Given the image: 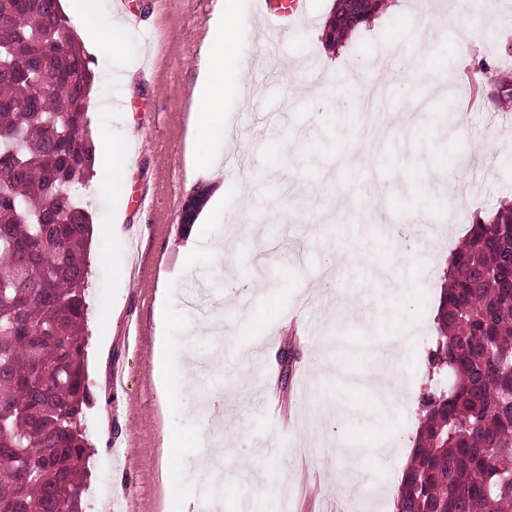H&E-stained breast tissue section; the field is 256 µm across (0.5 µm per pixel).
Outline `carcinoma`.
<instances>
[{"label": "carcinoma", "mask_w": 512, "mask_h": 512, "mask_svg": "<svg viewBox=\"0 0 512 512\" xmlns=\"http://www.w3.org/2000/svg\"><path fill=\"white\" fill-rule=\"evenodd\" d=\"M327 43L356 27L346 9ZM60 0H0V512H82L81 429L93 222L95 61ZM512 100V76L495 68ZM206 200L183 209L191 225ZM427 355L423 415L397 512L512 505V205L470 225L448 260Z\"/></svg>", "instance_id": "cac0c4a2"}]
</instances>
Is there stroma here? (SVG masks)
<instances>
[{"instance_id": "stroma-1", "label": "stroma", "mask_w": 512, "mask_h": 512, "mask_svg": "<svg viewBox=\"0 0 512 512\" xmlns=\"http://www.w3.org/2000/svg\"><path fill=\"white\" fill-rule=\"evenodd\" d=\"M255 2L235 0L249 94L224 105L227 144L214 180L224 188L223 220L198 226L237 252L229 287L227 268L208 253L191 269L180 268L186 236L179 217L200 188L185 166L192 92L218 0H93L100 31L122 20L132 32L112 54L85 45L96 73L112 74L94 82L90 131H128L132 139L130 191L122 203L112 197L111 173L89 174L78 188L94 227L124 211L122 243L98 234L90 251L84 512H112L116 503L122 512H189L198 496L190 474L212 453L223 462V512H242L259 486L266 512H393L401 461L370 450L412 446L448 257L477 215L512 201V120H503L489 84L480 102L461 107L468 79L484 75L481 62L512 58V0H470L469 12L488 20L473 41L452 27L430 39L441 7L386 0L376 23L351 31L333 50L322 43L333 0H307L306 18L273 38ZM411 59L423 75L410 83L403 74ZM318 86L328 102L322 110L310 97ZM377 86L391 89L392 105L417 102L418 115L408 133L389 132L364 160L357 150L365 116L352 95ZM457 112L467 128L461 138L447 133ZM435 173L462 174L464 222H451L448 191L434 187ZM245 177L253 180L247 194L238 189ZM342 193L349 196L342 223L306 206L313 198L335 205ZM409 211L429 221L417 226L407 258L394 264L391 227ZM245 212L252 226H238ZM363 251L389 265L390 282L374 280L359 258ZM101 253L109 263L98 262ZM326 272L333 284L324 289L318 278ZM203 282L224 301V375L213 395L241 432L227 449H212L210 426L167 405L153 379L158 306L166 308L179 374L192 340L183 301ZM392 335L406 356L398 368L400 395L382 409L372 389L344 377L369 372L379 343ZM272 395L286 405L287 428L263 419ZM327 402L346 408L350 419L337 423L323 410ZM167 435L174 448L164 447ZM262 437L275 448L257 450ZM239 448L248 449L247 464H240ZM172 454L182 470L166 477Z\"/></svg>"}]
</instances>
